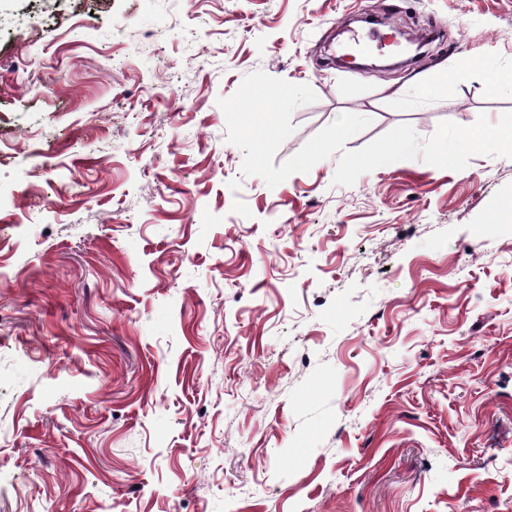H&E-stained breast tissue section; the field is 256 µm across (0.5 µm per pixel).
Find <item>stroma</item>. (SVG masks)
<instances>
[{"label": "stroma", "mask_w": 512, "mask_h": 512, "mask_svg": "<svg viewBox=\"0 0 512 512\" xmlns=\"http://www.w3.org/2000/svg\"><path fill=\"white\" fill-rule=\"evenodd\" d=\"M497 67L512 0H0V512H512V158L271 188L217 104L312 88L278 166L498 123Z\"/></svg>", "instance_id": "35a3bbf8"}]
</instances>
